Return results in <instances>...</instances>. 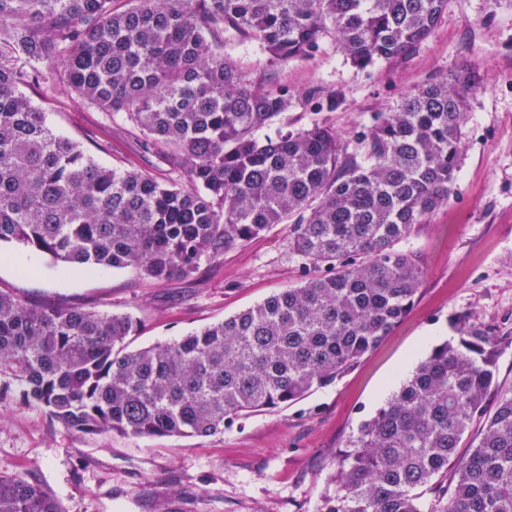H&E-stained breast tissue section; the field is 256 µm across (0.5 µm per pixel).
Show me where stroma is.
<instances>
[{"mask_svg":"<svg viewBox=\"0 0 512 512\" xmlns=\"http://www.w3.org/2000/svg\"><path fill=\"white\" fill-rule=\"evenodd\" d=\"M230 52L253 79L294 93L313 83L335 92L334 110L295 108L276 118L274 129L319 123L347 140L428 79L466 63L477 69L481 86L469 97L466 146L450 199L399 244L422 260L420 290L389 336L335 383L206 438L81 434L24 403L12 376L0 373L8 389L0 396V474L39 481L63 512H314L337 451L418 360L453 339L458 315L512 333V0H448L415 50L365 69L352 66L329 37L310 59L272 63L239 40ZM29 96L58 133L104 166L170 179L143 153L144 136L125 114L101 112L61 84ZM305 279L284 224L190 279L153 280L133 268L66 269L20 244L0 245V289L27 303L131 315L139 323L128 339L133 350L222 321Z\"/></svg>","mask_w":512,"mask_h":512,"instance_id":"35a3bbf8","label":"stroma"}]
</instances>
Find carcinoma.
<instances>
[{
  "mask_svg": "<svg viewBox=\"0 0 512 512\" xmlns=\"http://www.w3.org/2000/svg\"><path fill=\"white\" fill-rule=\"evenodd\" d=\"M132 2L0 0V243L166 280L286 224L307 280L137 350L129 315L0 289V373L79 433L205 438L335 382L406 314L423 267L396 245L448 203L480 75L415 88L353 154L319 124L261 139L291 108H336V94L258 83L228 40L288 61L329 35L364 69L420 45L448 0ZM57 84L125 113L182 181L105 167L56 133L22 88ZM455 328L350 437L317 512H512V388L496 373L512 336L469 314ZM0 512L61 510L42 484L0 474Z\"/></svg>",
  "mask_w": 512,
  "mask_h": 512,
  "instance_id": "carcinoma-1",
  "label": "carcinoma"
}]
</instances>
